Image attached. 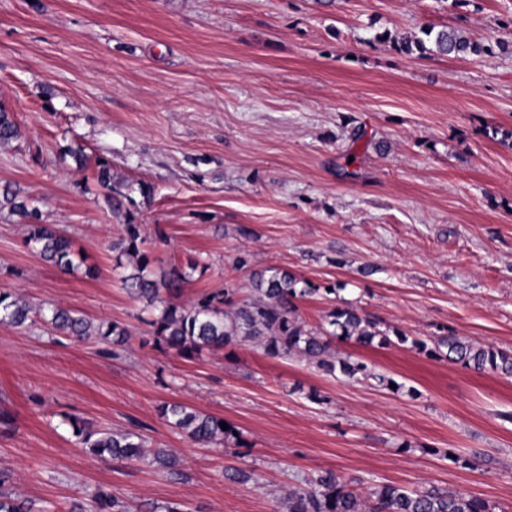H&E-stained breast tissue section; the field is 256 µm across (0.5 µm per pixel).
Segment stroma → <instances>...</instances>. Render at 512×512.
Masks as SVG:
<instances>
[{"mask_svg":"<svg viewBox=\"0 0 512 512\" xmlns=\"http://www.w3.org/2000/svg\"><path fill=\"white\" fill-rule=\"evenodd\" d=\"M430 25L508 40L512 0H0V106L22 132L0 147V187L35 199L97 268L42 260L5 208L0 289L129 330L117 348L0 323V469L17 493L49 512L101 489L133 512H288L290 492L332 470L363 492L438 487L512 512V377L412 345L452 333L512 352V55L394 49ZM130 222L153 275L196 262L181 302L236 304L253 274L286 271L314 289L297 302L306 328L349 305L409 341H333L330 358L367 365L352 379L248 340L162 350L112 249ZM165 402L237 434L192 444L160 418ZM65 413L142 433L181 477L92 457ZM235 468L255 481L226 480ZM96 172L95 177L97 182L111 193L107 195L108 202L112 206V209L119 210L122 206V201L117 197L112 195V193H117L121 197H126L119 191H117L116 186L112 185V180L114 176L112 175V166L109 164L107 160L100 159L96 163Z\"/></svg>","mask_w":512,"mask_h":512,"instance_id":"35a3bbf8","label":"stroma"}]
</instances>
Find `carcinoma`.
Returning a JSON list of instances; mask_svg holds the SVG:
<instances>
[{
  "label": "carcinoma",
  "instance_id": "1",
  "mask_svg": "<svg viewBox=\"0 0 512 512\" xmlns=\"http://www.w3.org/2000/svg\"><path fill=\"white\" fill-rule=\"evenodd\" d=\"M423 34L426 36L424 40L396 42L394 48L408 55L415 51L422 55L448 57L493 53V46L471 40L454 29L430 26L423 30ZM20 137L18 124L9 112L0 108V145H8ZM95 177L110 191L107 199L112 209H120L122 201L114 196L117 189L112 185V166L108 161H97ZM6 207L29 219L27 242L43 260L64 271L83 266L85 275H95L96 267L84 265L85 258L72 249L66 237L51 225L40 223V209L31 204L21 190L9 185L0 190V209ZM142 243L139 225L127 224L123 236L112 244V249L135 260L134 272L124 277L129 293L149 305H161L159 313L148 322L151 335L160 348L193 358L205 350H219L244 338L272 356L287 357L293 352H301L332 375L339 372L353 379L366 371V365L358 361L343 359L335 363L324 359L328 343L312 331L303 329L295 317V300L312 294L315 289L308 284L298 287L300 280L295 276L287 272H276L269 277L257 275L254 285L261 298L244 303L230 314L224 311V295L219 293L204 295L192 304H178L164 295L170 297L181 291L188 283L186 272L173 266L158 278L151 276L146 272L149 260L141 252ZM331 317L332 336L343 340L354 338L363 344L381 346L408 341V337L398 331L389 336L378 328L377 323L360 316L351 307L338 308ZM39 319L57 334L80 338L94 333L114 346L123 345L128 336V329L117 322L95 324L60 306L35 310L12 293L0 292V323L23 326ZM413 345L431 355L445 347L450 361L478 371L512 375V353L504 350L477 346L452 335L440 339L435 349H427V344L419 340L413 341ZM159 414L195 444L222 446L233 436L234 427L224 430L220 426L224 418L183 404H164L159 408ZM64 419L77 443L92 456L118 461L145 457V439L137 432L98 429L78 414H67ZM152 462L172 474L179 473L176 457L168 452L155 451ZM9 481L10 474L0 471V512H46L14 495L7 487ZM288 500L289 512H492L490 505L482 499L440 488L413 490L386 484L364 495L342 482L331 470L320 473L307 487L293 492ZM96 503L98 512H130V507L111 492L98 493Z\"/></svg>",
  "mask_w": 512,
  "mask_h": 512
}]
</instances>
